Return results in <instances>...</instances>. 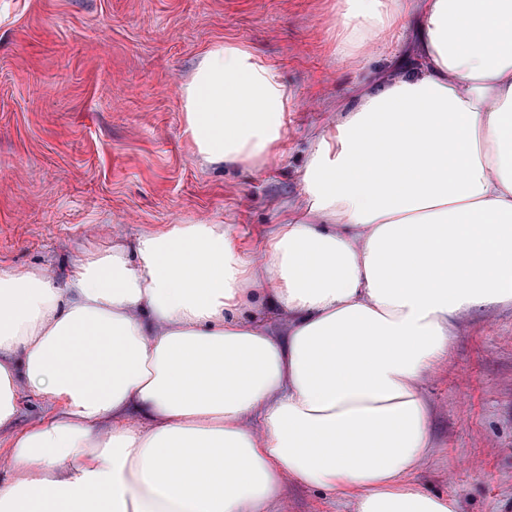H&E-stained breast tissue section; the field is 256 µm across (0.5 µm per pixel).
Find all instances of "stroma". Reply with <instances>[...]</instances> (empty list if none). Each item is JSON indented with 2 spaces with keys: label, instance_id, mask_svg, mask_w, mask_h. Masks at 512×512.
Masks as SVG:
<instances>
[{
  "label": "stroma",
  "instance_id": "obj_1",
  "mask_svg": "<svg viewBox=\"0 0 512 512\" xmlns=\"http://www.w3.org/2000/svg\"><path fill=\"white\" fill-rule=\"evenodd\" d=\"M342 0H0V266L66 280L120 227L229 224L261 248L303 200L311 143L355 96L419 63L414 13L379 56L350 60ZM275 66L288 93L277 158L206 166L179 86L217 42ZM433 453L417 488L459 512H512V303L461 313L445 363L421 380ZM279 512H353L291 483Z\"/></svg>",
  "mask_w": 512,
  "mask_h": 512
}]
</instances>
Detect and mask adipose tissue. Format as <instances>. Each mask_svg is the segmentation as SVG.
I'll list each match as a JSON object with an SVG mask.
<instances>
[{
	"instance_id": "obj_1",
	"label": "adipose tissue",
	"mask_w": 512,
	"mask_h": 512,
	"mask_svg": "<svg viewBox=\"0 0 512 512\" xmlns=\"http://www.w3.org/2000/svg\"><path fill=\"white\" fill-rule=\"evenodd\" d=\"M415 11L419 65L317 137L258 252L199 222L113 231L63 283L0 268V429L23 390L49 406L0 453V512H270L291 482L458 512L409 477L455 317L512 302V0H345L347 55ZM180 94L204 162L276 155L288 93L248 47L212 45Z\"/></svg>"
}]
</instances>
